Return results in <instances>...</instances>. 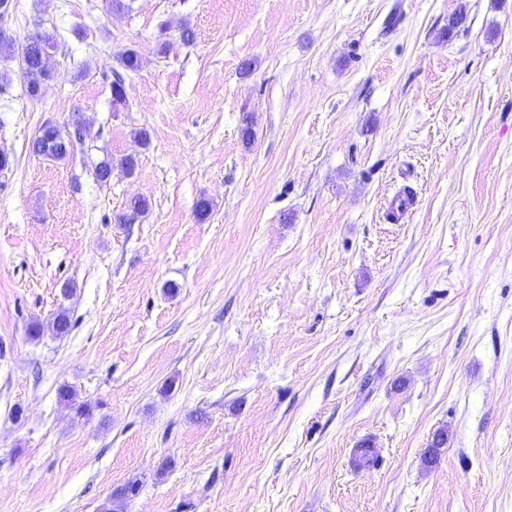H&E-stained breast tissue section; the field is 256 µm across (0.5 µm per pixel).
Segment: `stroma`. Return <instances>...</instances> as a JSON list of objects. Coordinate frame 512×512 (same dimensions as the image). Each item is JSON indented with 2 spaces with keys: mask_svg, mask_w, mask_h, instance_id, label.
<instances>
[{
  "mask_svg": "<svg viewBox=\"0 0 512 512\" xmlns=\"http://www.w3.org/2000/svg\"><path fill=\"white\" fill-rule=\"evenodd\" d=\"M124 2L0 19V512H512V0ZM49 48H51L50 37L40 32L28 37L22 45L19 65L26 88L30 90L28 95L32 98H35L36 92L52 78V72L47 66ZM71 131L62 130L53 122L44 123L37 136L30 142V152L38 157L50 161L65 160L75 148L77 139H70Z\"/></svg>",
  "mask_w": 512,
  "mask_h": 512,
  "instance_id": "1",
  "label": "stroma"
}]
</instances>
